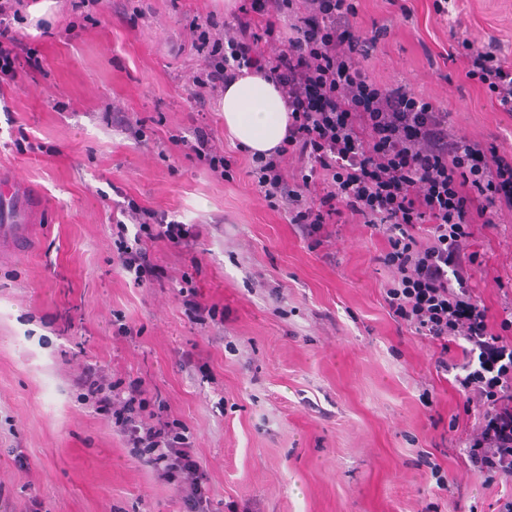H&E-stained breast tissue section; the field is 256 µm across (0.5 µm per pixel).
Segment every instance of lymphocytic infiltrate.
I'll use <instances>...</instances> for the list:
<instances>
[{
    "label": "lymphocytic infiltrate",
    "mask_w": 512,
    "mask_h": 512,
    "mask_svg": "<svg viewBox=\"0 0 512 512\" xmlns=\"http://www.w3.org/2000/svg\"><path fill=\"white\" fill-rule=\"evenodd\" d=\"M357 15L353 0H244L222 37L193 28L209 52L192 77L190 100L202 106L222 96L244 68L273 76L288 106V134L270 156L254 158L257 187L311 237L351 219L385 229L379 261L393 272L385 291L392 316L437 343V369L453 373L459 391L485 408L465 442L469 468L488 482L512 477V344L492 332L466 279L474 257L461 249L472 224L512 210V157L489 163L484 148L449 132L425 95L367 76L360 61L386 31L362 32ZM262 43L274 47L273 56L259 51ZM448 59L500 111L512 112V61L497 39L459 41ZM366 129L371 139L363 138ZM291 155L310 165L294 183L284 172ZM451 345L458 360L448 358ZM80 386L126 443L178 484L188 512H207L194 448L172 422L143 423L141 390L120 392L100 366L87 368Z\"/></svg>",
    "instance_id": "1"
}]
</instances>
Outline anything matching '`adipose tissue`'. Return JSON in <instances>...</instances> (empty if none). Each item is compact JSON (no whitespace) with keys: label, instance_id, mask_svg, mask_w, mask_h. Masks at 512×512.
I'll return each instance as SVG.
<instances>
[{"label":"adipose tissue","instance_id":"1","mask_svg":"<svg viewBox=\"0 0 512 512\" xmlns=\"http://www.w3.org/2000/svg\"><path fill=\"white\" fill-rule=\"evenodd\" d=\"M224 128L249 153L266 154L288 131V107L274 83L259 73L240 76L224 91Z\"/></svg>","mask_w":512,"mask_h":512}]
</instances>
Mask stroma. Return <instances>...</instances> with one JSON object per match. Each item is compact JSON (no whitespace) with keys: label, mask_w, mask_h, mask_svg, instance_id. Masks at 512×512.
<instances>
[{"label":"stroma","mask_w":512,"mask_h":512,"mask_svg":"<svg viewBox=\"0 0 512 512\" xmlns=\"http://www.w3.org/2000/svg\"><path fill=\"white\" fill-rule=\"evenodd\" d=\"M13 21L32 58L0 76V180L38 192L36 248L0 261V505L23 512H182L176 483L135 456L76 380L98 364L140 382L186 429L212 512H499L461 448L478 411L440 349L391 316L386 237L327 224L311 249L271 208L220 100H188L203 55L194 19L233 20L225 0H48ZM356 0L385 40L363 60L382 84L425 93L448 127L512 155V116L448 62L457 38L497 37L512 59V0ZM232 155L229 174L188 153L197 129ZM193 225L188 250L135 239L128 202ZM146 248L137 284L122 250ZM469 285L499 324L512 307V211L463 242ZM193 284L207 311L188 310ZM439 475H432L431 464Z\"/></svg>","instance_id":"35a3bbf8"}]
</instances>
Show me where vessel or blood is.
I'll list each match as a JSON object with an SVG mask.
<instances>
[{"label": "vessel or blood", "mask_w": 512, "mask_h": 512, "mask_svg": "<svg viewBox=\"0 0 512 512\" xmlns=\"http://www.w3.org/2000/svg\"><path fill=\"white\" fill-rule=\"evenodd\" d=\"M0 201L10 206L5 223L0 224V255L33 248L37 234L32 223L34 200L26 198L23 187L8 182L0 185Z\"/></svg>", "instance_id": "vessel-or-blood-1"}]
</instances>
